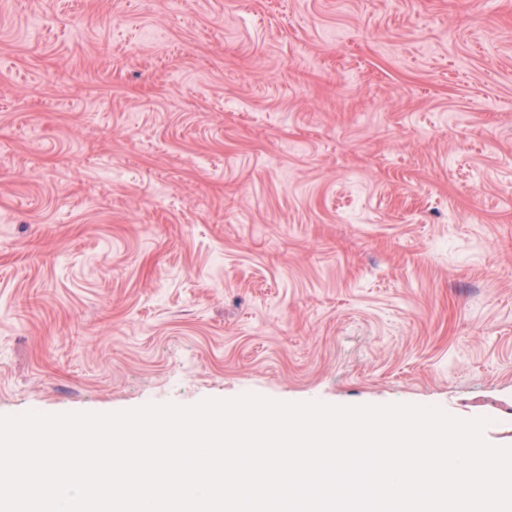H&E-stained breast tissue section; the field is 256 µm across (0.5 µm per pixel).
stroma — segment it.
Returning a JSON list of instances; mask_svg holds the SVG:
<instances>
[{
	"label": "stroma",
	"mask_w": 512,
	"mask_h": 512,
	"mask_svg": "<svg viewBox=\"0 0 512 512\" xmlns=\"http://www.w3.org/2000/svg\"><path fill=\"white\" fill-rule=\"evenodd\" d=\"M245 395L512 448V0H0V417Z\"/></svg>",
	"instance_id": "obj_1"
}]
</instances>
